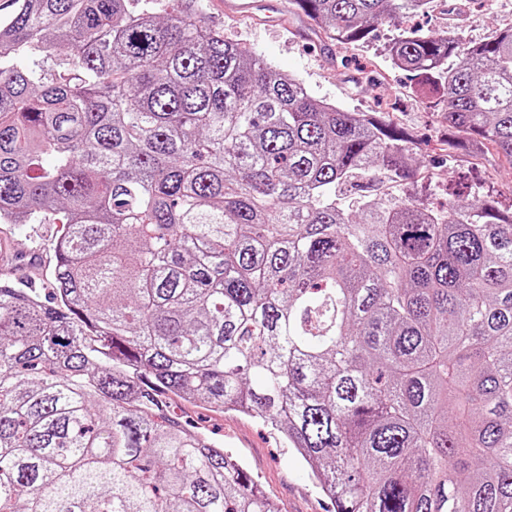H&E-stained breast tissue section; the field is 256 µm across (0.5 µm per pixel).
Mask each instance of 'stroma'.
Segmentation results:
<instances>
[{
    "label": "stroma",
    "instance_id": "stroma-1",
    "mask_svg": "<svg viewBox=\"0 0 512 512\" xmlns=\"http://www.w3.org/2000/svg\"><path fill=\"white\" fill-rule=\"evenodd\" d=\"M203 16L223 30L226 40L298 78L316 98L350 111L372 112L377 94L387 95L386 119L406 129L417 157L426 162L418 173L420 199L445 205V186L462 175L473 188L493 190L504 206L512 205V163L490 150L474 162L466 152L444 149L446 122L440 105L417 92L410 73L394 68L387 51L392 39L413 25L454 33L464 47L483 41L498 29L512 26V0H431L426 13L394 17L379 27L370 42L356 46L328 40L293 0H268L251 17L224 15L221 0H204ZM62 229L59 223L0 224V246L7 253L0 272L49 294L55 245ZM168 403L179 422L235 453L278 512H326L327 504L311 479L309 466L260 419L175 396Z\"/></svg>",
    "mask_w": 512,
    "mask_h": 512
}]
</instances>
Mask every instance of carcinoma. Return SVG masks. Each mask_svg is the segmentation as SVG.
<instances>
[{"instance_id": "1", "label": "carcinoma", "mask_w": 512, "mask_h": 512, "mask_svg": "<svg viewBox=\"0 0 512 512\" xmlns=\"http://www.w3.org/2000/svg\"><path fill=\"white\" fill-rule=\"evenodd\" d=\"M158 2L0 19V223L64 224L54 302L0 281V512H275L169 395L270 425L333 512H512V211L424 204L384 113ZM295 3L359 45L431 0ZM388 53L512 162V26Z\"/></svg>"}]
</instances>
